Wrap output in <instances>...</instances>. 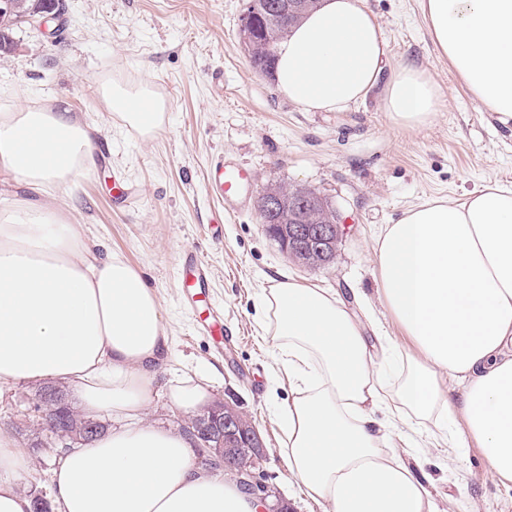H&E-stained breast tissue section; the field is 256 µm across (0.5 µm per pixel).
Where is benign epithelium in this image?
I'll return each instance as SVG.
<instances>
[{
	"instance_id": "7a95c632",
	"label": "benign epithelium",
	"mask_w": 512,
	"mask_h": 512,
	"mask_svg": "<svg viewBox=\"0 0 512 512\" xmlns=\"http://www.w3.org/2000/svg\"><path fill=\"white\" fill-rule=\"evenodd\" d=\"M308 0H276L263 11L257 0H247L241 16L240 36L253 68L271 75L268 55H260L259 47L273 46L274 41L287 34L290 19L307 7ZM68 11L67 0H53L50 9L37 10L27 18V23L39 30L46 29L51 19H59ZM258 211L262 216L267 235L273 238L281 250L294 262L303 266L327 264L336 254L339 239L336 211L319 205L314 195L298 185L291 192L269 186L260 194ZM44 421L43 428L50 439V447L65 446L77 440V436L57 427L48 420L44 406H36ZM197 448L198 462L211 467L232 465L231 473L247 485L265 490V485L255 479L251 463L243 457V451L252 455L262 453L263 444L251 419L227 404L216 409L210 407L188 420ZM245 441L248 448L236 447Z\"/></svg>"
}]
</instances>
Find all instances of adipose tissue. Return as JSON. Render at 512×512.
I'll return each instance as SVG.
<instances>
[{"label":"adipose tissue","mask_w":512,"mask_h":512,"mask_svg":"<svg viewBox=\"0 0 512 512\" xmlns=\"http://www.w3.org/2000/svg\"><path fill=\"white\" fill-rule=\"evenodd\" d=\"M421 4L438 55L486 111L512 122V0ZM385 60L365 0H323L279 44L275 79L315 112L344 111L382 84L394 122L430 123L433 80L413 65L385 75ZM101 93L147 135L165 110L145 84ZM96 141L66 109L0 113V174L27 192L0 214V385L71 386L84 410L113 420L95 441L59 449L55 512H263L260 492L197 464L188 433L146 422L172 349L163 303L121 255L41 202L93 166ZM376 259L383 298L413 343L401 354L398 402L416 417L463 425L455 451L476 442L490 473L512 483V183L410 207L383 229ZM263 311L292 392L281 411L288 470L305 494L325 512H434L414 470L383 445L379 416L391 407L343 302L286 279ZM212 383L209 372L174 371L167 396L188 414L209 402ZM30 467L0 430V512H31L18 484Z\"/></svg>","instance_id":"ef3b65f1"}]
</instances>
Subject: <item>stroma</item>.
<instances>
[{"label":"stroma","mask_w":512,"mask_h":512,"mask_svg":"<svg viewBox=\"0 0 512 512\" xmlns=\"http://www.w3.org/2000/svg\"><path fill=\"white\" fill-rule=\"evenodd\" d=\"M56 30L14 31L16 50L0 57V113L21 105L65 108L98 130L101 152L89 174L52 197L71 223L124 256L163 300L173 338L169 369L216 366L212 398L237 405L260 433V472L272 500L291 512H323L288 470L286 434L268 398L287 377L258 307L273 279L286 275L338 293L362 322L390 386H397V348H410L385 304L374 241L421 200L459 199L494 180L512 181V124H501L464 89L434 51L420 0H366L377 18L388 68L412 63L440 91L431 123L396 125L384 91L342 112H311L282 96L250 64L240 41L245 0H68ZM149 83L167 109L146 136L104 103L99 88ZM250 171L241 206L227 215L207 189L212 160ZM138 191L131 206L112 197L114 177ZM303 185L336 209L340 235L328 265L305 267L268 237L258 213L267 185ZM208 262L198 290L223 331L211 330L182 289L183 250ZM34 385L0 387V428L34 418ZM278 401V402H279ZM387 445L416 464L436 512H512V484L494 478L478 448L456 455V427L438 428L407 409L382 429Z\"/></svg>","instance_id":"35a3bbf8"}]
</instances>
